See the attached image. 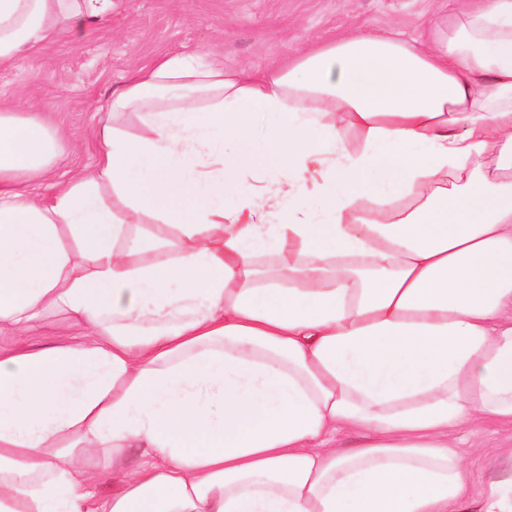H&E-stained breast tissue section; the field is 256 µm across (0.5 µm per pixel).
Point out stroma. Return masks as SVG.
<instances>
[{"mask_svg":"<svg viewBox=\"0 0 512 512\" xmlns=\"http://www.w3.org/2000/svg\"><path fill=\"white\" fill-rule=\"evenodd\" d=\"M448 0H112L106 13L62 32L34 58L0 66V99L34 105L67 141L68 153L32 193L94 167L93 132L107 119L113 90L155 59L215 54L228 69H260L290 61L302 48L357 32L420 37L423 25L447 12ZM55 311L24 332L0 333V351L40 349L78 336ZM449 438L464 458L466 494L481 500L506 461L489 449L512 450V423L480 418L453 428Z\"/></svg>","mask_w":512,"mask_h":512,"instance_id":"35a3bbf8","label":"stroma"}]
</instances>
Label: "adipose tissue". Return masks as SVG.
Masks as SVG:
<instances>
[{"label":"adipose tissue","mask_w":512,"mask_h":512,"mask_svg":"<svg viewBox=\"0 0 512 512\" xmlns=\"http://www.w3.org/2000/svg\"><path fill=\"white\" fill-rule=\"evenodd\" d=\"M111 7L0 0V64ZM96 136L38 198L64 142L0 108V330H83L0 353V512H512V473L470 506L448 441L512 421V0L259 74L166 56ZM246 171L288 190L259 203ZM122 207L175 231L170 257L142 265L161 242ZM340 426L361 440L326 447ZM80 334V330L70 326L62 314L46 311L24 332L3 331L0 349L3 353L40 349L61 344Z\"/></svg>","instance_id":"adipose-tissue-1"}]
</instances>
